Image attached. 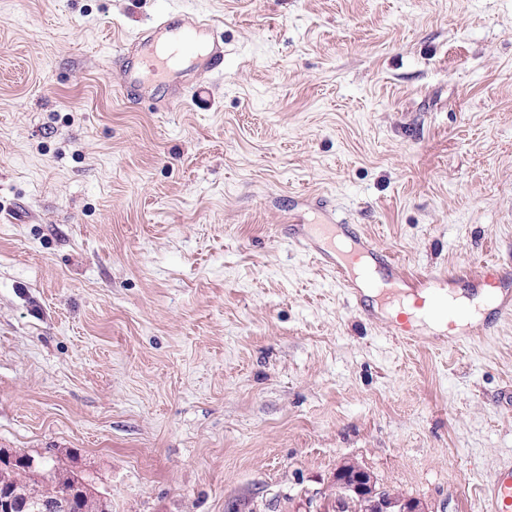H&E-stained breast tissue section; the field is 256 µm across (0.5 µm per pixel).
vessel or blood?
<instances>
[{
  "mask_svg": "<svg viewBox=\"0 0 512 512\" xmlns=\"http://www.w3.org/2000/svg\"><path fill=\"white\" fill-rule=\"evenodd\" d=\"M117 67L122 73V92L127 100H142L147 89L157 84L167 88L169 100L181 102L198 92L202 80L223 72L224 38L213 20L176 7L155 18L134 38L130 49L119 55ZM297 242L313 247L354 295L359 292L355 266L374 263L383 269L388 281L380 294L381 304L394 305L400 300L401 288H408L415 309L433 308L440 312L449 341L459 343L492 335L500 321L512 318V278L497 270H489L480 284L482 291L494 297V307L482 320L468 322L462 310L448 308L446 304L455 276L430 271L405 277L391 257L362 238L348 250L317 245L308 234L298 237ZM385 323L395 336L404 340L412 342L419 338L411 314L397 313L386 317ZM484 495L492 512H512V477L485 489Z\"/></svg>",
  "mask_w": 512,
  "mask_h": 512,
  "instance_id": "1",
  "label": "vessel or blood"
}]
</instances>
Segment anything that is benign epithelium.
I'll list each match as a JSON object with an SVG mask.
<instances>
[{
    "instance_id": "obj_1",
    "label": "benign epithelium",
    "mask_w": 512,
    "mask_h": 512,
    "mask_svg": "<svg viewBox=\"0 0 512 512\" xmlns=\"http://www.w3.org/2000/svg\"><path fill=\"white\" fill-rule=\"evenodd\" d=\"M34 459L0 467V512H112L107 502L94 500L87 489L59 466L51 470L52 489L32 488L40 474ZM336 512H424L417 501L391 496L376 488L371 474L354 462L341 465L332 480Z\"/></svg>"
}]
</instances>
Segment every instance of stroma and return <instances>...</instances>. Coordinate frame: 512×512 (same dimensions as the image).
Returning a JSON list of instances; mask_svg holds the SVG:
<instances>
[{
	"instance_id": "1",
	"label": "stroma",
	"mask_w": 512,
	"mask_h": 512,
	"mask_svg": "<svg viewBox=\"0 0 512 512\" xmlns=\"http://www.w3.org/2000/svg\"><path fill=\"white\" fill-rule=\"evenodd\" d=\"M166 6L0 0V448L112 512H334L346 461L488 512L512 319L399 340L293 238L512 273V0H182L223 74L129 105L112 56Z\"/></svg>"
}]
</instances>
